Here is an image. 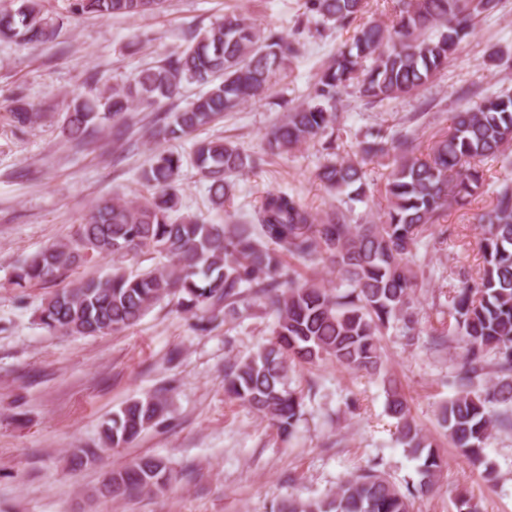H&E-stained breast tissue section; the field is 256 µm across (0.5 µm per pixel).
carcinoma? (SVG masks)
Masks as SVG:
<instances>
[{"instance_id": "1", "label": "carcinoma", "mask_w": 512, "mask_h": 512, "mask_svg": "<svg viewBox=\"0 0 512 512\" xmlns=\"http://www.w3.org/2000/svg\"><path fill=\"white\" fill-rule=\"evenodd\" d=\"M0 9V38L41 47L52 42L64 19L161 13L167 0H66L65 16L42 11L39 0H15ZM501 0H397L395 19L362 21L367 0H306L316 22L353 28L350 41L325 66L308 101L285 110L267 133L272 150L288 152L339 132L344 118L338 103L352 89L366 104L419 93L459 51L474 20L495 13ZM300 40L265 32L245 17L226 16L193 36L179 53L140 72L134 83L96 99L76 101L62 131L78 144L112 124L122 134L133 105L152 111L196 82L206 91L178 112H166L151 136L188 138L224 115L260 98L272 80L302 52ZM42 115L19 98L9 112L19 130ZM512 147V94L491 93L453 113L447 133L427 154L406 126L368 131L359 142L360 159L340 153L337 139L326 142L333 158L317 178L339 196L338 204L314 211L281 191L266 193L254 223L226 212L235 177L257 159L224 138L197 139L191 162L209 184L210 203L225 212L224 222L178 215V180L183 157L157 152L142 178L151 192L136 200L99 201L69 238L39 250L12 267L14 288L51 285L39 320L50 333L107 336L137 324L169 297L198 316L196 329L208 330L209 314L234 315L261 307L275 317L272 338L255 354L224 370L225 394L260 415L288 438L303 415L304 396L288 384L295 363L329 360L381 377L387 414L396 421L395 439L418 461L417 478L396 484L375 467L342 481L324 497H283L272 512H412L413 502L434 494L447 465L439 445L415 422L408 400L385 370L380 336L398 321L414 330L417 273L410 265L429 228L448 208L464 206L485 188L483 164L507 159ZM387 160L385 207L376 217L355 214L366 203L371 183L361 161ZM491 208L476 214L483 259L478 279L460 273L451 297L454 323L441 341L460 344L462 366L454 394L439 408L438 424L450 444L493 478L485 448L497 429L512 427V179L493 191ZM156 255L161 267L128 272L119 265L103 275L76 278L83 266L128 255ZM321 264L336 272L327 286L301 280L285 258ZM167 400L158 395L127 402L102 423L104 446L132 444L146 429L163 422ZM176 479L168 460L143 455L112 471L114 498L161 492Z\"/></svg>"}]
</instances>
